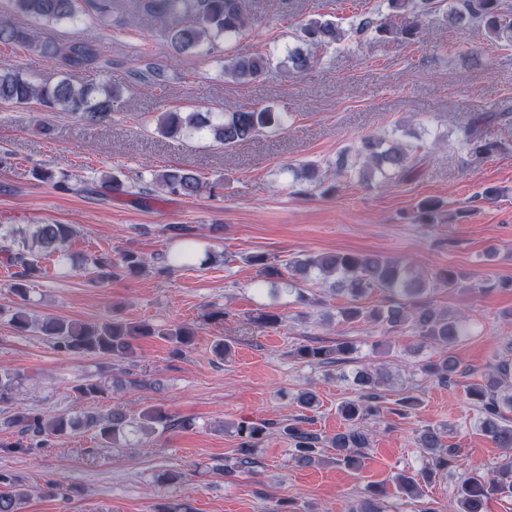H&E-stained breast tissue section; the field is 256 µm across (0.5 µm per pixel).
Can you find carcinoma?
Returning a JSON list of instances; mask_svg holds the SVG:
<instances>
[{
  "label": "carcinoma",
  "mask_w": 512,
  "mask_h": 512,
  "mask_svg": "<svg viewBox=\"0 0 512 512\" xmlns=\"http://www.w3.org/2000/svg\"><path fill=\"white\" fill-rule=\"evenodd\" d=\"M386 12L377 15L360 14L344 29L332 19H310L299 25L296 45L285 47L284 60L288 69L303 73L314 67L321 54L334 51L349 39L358 41L372 35L397 38L406 42L418 41L426 35L429 18L443 13L452 29L478 26L495 45L512 48V0H384ZM12 17L0 18V44L21 47L30 53L55 58L69 71L92 69L100 62L96 44L75 35L59 42L44 39L40 33L18 22L26 18L36 24L66 25L78 29L85 15L106 20L112 15V0H9ZM144 12L162 25L161 36L175 55L208 53L224 42V78L235 83H249L273 70L275 54L269 52H234L229 50L250 31L251 0H144ZM119 93L110 86L101 88L77 86L69 79L53 85L16 71H0V103L14 106L37 104L48 111L65 112L82 124L95 127L112 121V111ZM505 112H473L466 124L458 128L455 138L433 136L427 142L414 127L398 125L379 135L362 138L353 150V159L340 156L336 172L368 187H381L394 180L412 181L419 175L421 162L432 147L444 143L448 148L471 158H489L509 149L504 142L492 141L485 129L506 117ZM288 128V113L271 106L252 107L240 112H180L172 110L157 117L156 130L167 138L206 136L215 144L233 149L243 142L266 133ZM293 173L292 185L309 191L322 185L318 164L309 163ZM151 184L157 195L197 196L206 188L200 175L186 167L169 166L150 173ZM100 188L116 194L128 192V185L115 173L100 177ZM416 220L421 224H438L444 215L443 203L436 198H423L414 205ZM73 237L69 224H37L31 232L6 229L0 225V240L11 241L6 262L22 270L8 286L14 304L9 321L15 330L24 333L31 327L26 313L30 283L41 277L40 259L57 256L70 258L67 246ZM248 261L259 267L260 280L256 287L283 284L296 294L297 301L310 303L304 286L315 273L322 278H333L331 285L336 295L344 299L336 307V318L341 322L370 321L387 331L406 329L420 336L423 342L440 352L438 360L424 364L427 375L441 384H452L459 375L460 364L453 349L473 332L470 316L456 315L437 309L431 297L441 288H456L465 275L452 269L425 275L415 268L389 258L357 252L306 254L289 260L284 267L273 265L263 254L251 255ZM123 268L138 273L146 266L141 255L129 251L121 258ZM159 263L164 268L194 266L196 249L185 246L163 254ZM199 264L209 265L202 261ZM386 295L387 304L368 308L362 301L371 293ZM38 332L63 353L92 354L125 361L134 355V341L156 336L166 341L171 353L181 355L195 341V330L187 324L158 328L143 321L126 323L116 318L98 324H85L59 318H47L37 326ZM353 351L349 343L335 346H304L296 355L323 367H335L348 361ZM23 380V374L12 369H0V403H9ZM355 382L359 387L356 398L344 402L339 412L346 428L330 440L336 449L337 460L349 466L355 464L354 454L369 447L370 433L367 421L380 412L382 392L389 382L383 371L360 370ZM77 399L94 404L108 394L106 382L79 378L72 386ZM467 398L479 412L478 427L497 447L512 451V357L501 359L484 376V383L468 387ZM175 425L192 426V421H174L158 407H149L138 416L120 407L104 412L90 409L77 417L65 414L46 416L38 409L19 408L0 421V429H11L18 435L14 443L0 442V448L26 452L51 444V439L70 436L80 429L92 430L102 443L117 447L131 434L151 435L162 428ZM272 423L243 422L237 426L241 438L239 457L234 467H217L221 475L256 465L255 453L267 436ZM288 438L294 458L302 465L319 460L320 436L299 425L281 428ZM443 426L426 425L417 430V447L424 452L425 465L416 473L402 471L393 478L398 494L414 499L421 494V483L440 473L454 476L457 468L455 448L445 445ZM23 479L11 473L0 472V512H22ZM493 493L512 495V458L500 463L484 477L477 473L458 479L454 512H486L485 500ZM388 494L386 486L370 484L355 512H383L382 500Z\"/></svg>",
  "instance_id": "obj_1"
}]
</instances>
